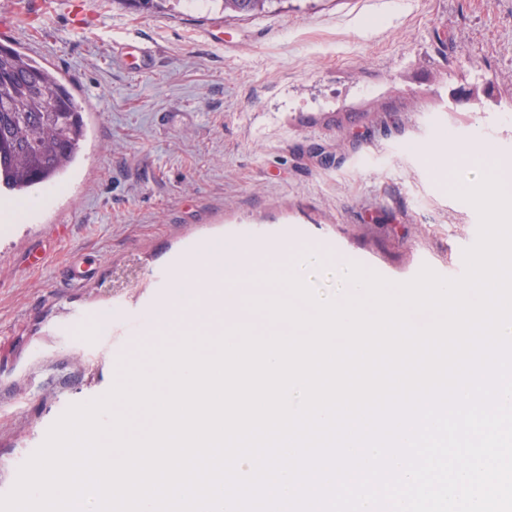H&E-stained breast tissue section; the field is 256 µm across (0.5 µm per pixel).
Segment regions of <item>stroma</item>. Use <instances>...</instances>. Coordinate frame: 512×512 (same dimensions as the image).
I'll return each mask as SVG.
<instances>
[{"mask_svg":"<svg viewBox=\"0 0 512 512\" xmlns=\"http://www.w3.org/2000/svg\"><path fill=\"white\" fill-rule=\"evenodd\" d=\"M1 43L69 79L89 126L63 181L0 231V495L71 405L113 387L126 321L152 335L198 248L294 224L336 247L299 270L317 295L352 254L405 283L478 236L452 190L474 174L440 179L429 146L477 136L512 157V0H284L235 19L0 0ZM485 78L490 111L453 100ZM82 262L93 276L68 285Z\"/></svg>","mask_w":512,"mask_h":512,"instance_id":"stroma-1","label":"stroma"}]
</instances>
